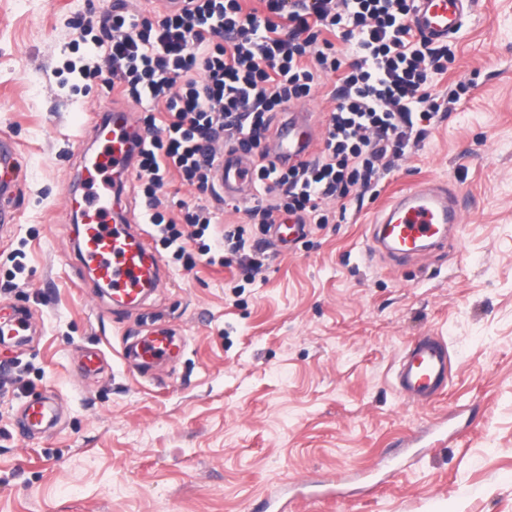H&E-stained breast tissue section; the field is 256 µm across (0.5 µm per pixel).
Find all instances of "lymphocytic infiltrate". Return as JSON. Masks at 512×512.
<instances>
[{"mask_svg":"<svg viewBox=\"0 0 512 512\" xmlns=\"http://www.w3.org/2000/svg\"><path fill=\"white\" fill-rule=\"evenodd\" d=\"M170 11L158 0H123L89 15L94 65L68 70L149 101L135 177L152 226L172 262L193 270L242 254L260 275L270 224L284 214L324 225L350 200L376 198L377 186L417 148L470 86L436 87L451 50L410 26L414 0H183ZM334 78L335 108L324 121L313 159L279 165L269 154L277 113L310 97L320 77ZM250 153L256 193L244 206L261 236L223 221L227 201L217 185L225 149ZM178 174L195 192L171 216L164 188Z\"/></svg>","mask_w":512,"mask_h":512,"instance_id":"f902f5d3","label":"lymphocytic infiltrate"}]
</instances>
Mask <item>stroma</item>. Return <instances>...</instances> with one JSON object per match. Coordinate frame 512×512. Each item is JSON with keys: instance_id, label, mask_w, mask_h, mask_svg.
<instances>
[{"instance_id": "1", "label": "stroma", "mask_w": 512, "mask_h": 512, "mask_svg": "<svg viewBox=\"0 0 512 512\" xmlns=\"http://www.w3.org/2000/svg\"><path fill=\"white\" fill-rule=\"evenodd\" d=\"M109 0H0V133L18 142L21 216L0 234V309L40 334L0 345V512H263L296 490L299 512H512V0H477L449 39L448 82L471 89L379 182L378 202L272 248L255 280L167 264L147 302L184 354L147 378L120 341L140 312L112 313L75 285L65 213L87 115L105 103L78 20ZM421 182L469 200L453 247L394 266L369 248L379 201ZM448 346L445 390L402 397L407 344ZM106 354L80 372L82 347ZM63 401L45 437L16 425L27 398Z\"/></svg>"}]
</instances>
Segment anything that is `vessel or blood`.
<instances>
[{
  "label": "vessel or blood",
  "mask_w": 512,
  "mask_h": 512,
  "mask_svg": "<svg viewBox=\"0 0 512 512\" xmlns=\"http://www.w3.org/2000/svg\"><path fill=\"white\" fill-rule=\"evenodd\" d=\"M474 0H416L411 27L427 41L439 44L458 34ZM310 115L296 109L276 131L272 151L278 162L292 163L312 157L316 138ZM91 133L99 148L83 157L84 194L68 193L66 207L76 223V266L79 279L91 281L108 295L113 309L143 308L163 277V264L154 253L150 235L134 226L129 213L112 205L113 189L133 178L139 149V130L130 107L97 108ZM21 153L14 139L0 136V227L18 223L16 203L22 179ZM253 167L242 150L225 151L218 181L225 195L241 199L254 192ZM463 209L455 192L441 184H415L398 194L375 221L370 236L373 248L384 250L399 262L424 252L447 247ZM305 232L302 221L289 216L272 225L270 238L287 248ZM145 334L124 341L121 358L141 374L169 364L185 341L169 329L159 315L146 317ZM36 319L26 308L14 307L0 321V345H21L32 335ZM448 383V349L435 338L409 345L396 372V387L405 398L426 403L442 393ZM59 405L41 397L26 401L21 413L23 429L32 435L53 431Z\"/></svg>",
  "instance_id": "vessel-or-blood-1"
}]
</instances>
